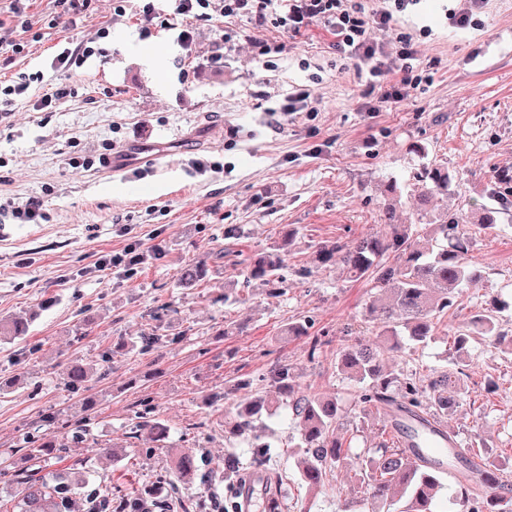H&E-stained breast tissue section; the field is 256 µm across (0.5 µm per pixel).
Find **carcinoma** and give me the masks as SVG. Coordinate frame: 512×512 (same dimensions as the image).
I'll use <instances>...</instances> for the list:
<instances>
[{"mask_svg":"<svg viewBox=\"0 0 512 512\" xmlns=\"http://www.w3.org/2000/svg\"><path fill=\"white\" fill-rule=\"evenodd\" d=\"M450 186L448 168L442 165H426L416 173V191L425 199L448 196ZM383 221L393 227L391 235L322 244L316 250V261L323 266L340 262L351 279L370 285L364 317L374 324L378 335L385 337L389 348L398 351L405 341L415 346L426 344L463 292L478 286L482 274L469 260V248L478 236L496 230L497 225L489 221L475 224L465 212L425 209L419 216L420 229L414 232L394 223L391 206L383 211ZM288 241L286 237L244 260V282L282 290L281 271L287 263ZM208 272L205 259L189 263L180 269L177 285L194 288L206 280ZM500 312L501 308L493 307L474 314L466 329L454 337V367L432 369L425 376L385 369L378 352L359 337L336 350V372L354 382L358 414H378L386 423L394 420L395 427L413 441L409 448L382 446L375 455L350 454L349 445L336 435L340 421L346 417L339 401L300 390L292 367L277 364L272 371L273 381L280 398L288 401V410L300 429L298 442L288 451V457L294 459L296 473L307 489L326 492L332 472L353 467L365 493L377 504L374 512H440L438 507L445 497L448 512H512V478L503 473L490 477L488 469L495 467L494 463H479L463 450L454 460L431 461L414 444L429 420L439 421L451 413L465 394L463 376L469 362V340L512 346V336L499 330ZM28 325L25 316L15 315L0 322V335L20 339ZM284 333L307 337L311 359L330 343L324 334L308 335L305 319L286 324ZM91 374L92 369L72 364L65 373L66 384L78 389ZM275 411L276 405L267 396H252L233 416L224 419V437L245 440L256 457H266L273 444L264 440L263 422ZM132 434L146 435L157 443L166 439L168 428L155 417L151 405L143 402L135 411ZM27 444L29 456L35 459L60 457L67 448L53 433L36 435ZM445 465L458 472L455 482L448 485ZM177 467L187 481L199 476L193 455L180 456ZM241 470L237 455L224 457V512H239L236 480ZM2 481L22 487L20 512H66L63 503L72 500L81 478L49 486L32 473L0 470Z\"/></svg>","mask_w":512,"mask_h":512,"instance_id":"obj_1","label":"carcinoma"}]
</instances>
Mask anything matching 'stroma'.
I'll use <instances>...</instances> for the list:
<instances>
[{
	"label": "stroma",
	"mask_w": 512,
	"mask_h": 512,
	"mask_svg": "<svg viewBox=\"0 0 512 512\" xmlns=\"http://www.w3.org/2000/svg\"><path fill=\"white\" fill-rule=\"evenodd\" d=\"M458 6L419 0L389 28L370 27L378 42L414 38L422 81L403 101L366 112L364 78L321 24L297 35L271 25L256 30L247 18L215 9L209 20L184 21L192 37L183 45L171 27L170 0H157L150 20L141 0H126L120 16L112 0H99L73 27L52 23L51 0H34L25 49L0 71L6 85L23 73L43 75L0 120V204L39 197L48 218L0 224V318H33L26 337L0 340V382L11 384L0 393V462L12 471L40 470L49 481L79 464L87 479L72 512L103 489L144 496L160 486L177 512L188 502L193 512H209L223 482H183L177 457L191 453L202 469L219 473L227 453L248 459L246 444L225 440L224 417L253 394L276 397L269 378L276 362L292 365L301 390L336 397L353 412L354 384L336 371V344L362 325L368 288L340 265L314 268L315 251L327 241L386 233L380 215L388 182H409L428 163L447 166L452 176L447 198L435 206L490 208L497 229L469 253L484 276L480 287L464 293L428 345L385 359L387 368L421 374L452 363L458 325L493 300L512 301V206L493 198L500 174H512V0H487L476 26L464 30L447 17ZM256 39L286 50L260 56ZM72 40L92 43L93 55L81 67L55 68L59 46ZM151 42L165 50L162 70L142 61ZM61 83L71 95L39 109L40 97ZM296 87L308 91L309 111L268 125L267 109ZM414 144L425 154L412 153ZM107 152L109 167L69 163ZM193 158L218 168L189 174ZM291 228L297 236L284 292L238 283L225 302L224 283L236 280L241 260ZM130 243L144 254L136 269H98L97 260ZM203 258L208 278L177 287L180 267ZM303 267L311 276H300ZM300 318L331 340L316 359L305 340L282 334ZM227 324L238 333L223 335ZM154 326L162 340L148 349L142 337ZM470 354L467 394L446 424L465 445L479 434L485 455L512 471V354L487 344ZM71 362L96 370L77 391L64 381ZM238 382L242 390L227 394ZM141 399L169 429L163 447L130 436ZM82 421L85 433L63 457L29 460L23 437L49 431L68 438ZM268 426L276 466L288 476L280 512H338L344 504L370 512L350 471L334 474L332 492L310 493L288 457L296 425L277 416ZM338 433L364 456L391 440L375 415L344 420ZM105 444L114 456L99 454Z\"/></svg>",
	"instance_id": "1"
}]
</instances>
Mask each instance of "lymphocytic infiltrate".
Segmentation results:
<instances>
[{"label":"lymphocytic infiltrate","mask_w":512,"mask_h":512,"mask_svg":"<svg viewBox=\"0 0 512 512\" xmlns=\"http://www.w3.org/2000/svg\"><path fill=\"white\" fill-rule=\"evenodd\" d=\"M225 16H249L255 28L275 23L300 33L310 23L324 25L333 35V45L355 61L369 88H380L381 100L403 101L418 82L414 63L419 50L408 37H397L396 50L371 41L368 24L389 27L396 16L406 13L418 0H384L381 7L367 9L364 0H219Z\"/></svg>","instance_id":"f902f5d3"}]
</instances>
